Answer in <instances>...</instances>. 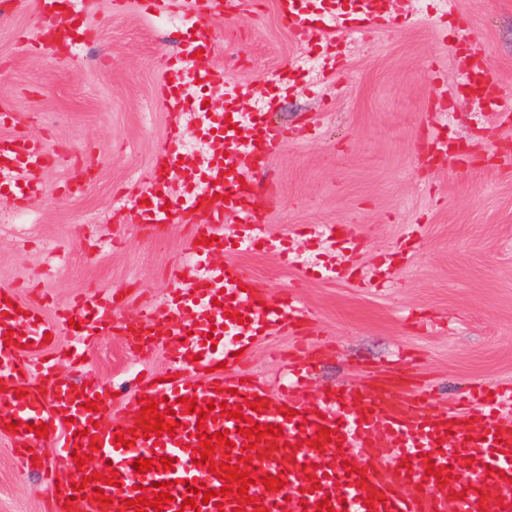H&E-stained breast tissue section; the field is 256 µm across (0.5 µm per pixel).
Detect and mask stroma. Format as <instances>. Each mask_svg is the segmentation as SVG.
<instances>
[{
    "label": "stroma",
    "instance_id": "stroma-1",
    "mask_svg": "<svg viewBox=\"0 0 512 512\" xmlns=\"http://www.w3.org/2000/svg\"><path fill=\"white\" fill-rule=\"evenodd\" d=\"M84 31L52 62L29 42L38 0H15L0 18V107L29 114L27 128L61 158L43 172L42 193L25 206L0 196V286L26 302L65 301L85 291L116 296L118 318L157 308L188 259L189 224L156 229L120 207L146 185L157 156L196 138L189 116L159 99L167 60L190 48L197 27L144 12L137 0H78ZM386 29L344 39L320 82L294 76L306 53L274 0L211 20L213 62L254 91L241 113L263 107L286 132L270 160L272 185L256 221L269 239L288 237L281 263L268 247L228 251L274 302L295 297L305 320L250 350L269 385L288 367L297 340L315 354L311 394L388 378L398 396L421 380L439 408L471 385L512 386V131L499 113L476 112L458 87L460 58L416 14L389 0ZM486 45L492 90L512 97V0H456ZM461 141L467 162H424L433 136ZM354 243L341 252L356 279L324 273V225ZM81 377L123 395L137 374L162 375L161 350L133 356L116 331L85 349ZM40 472L14 465L0 429V512H43Z\"/></svg>",
    "mask_w": 512,
    "mask_h": 512
}]
</instances>
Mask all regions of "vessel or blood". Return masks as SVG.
<instances>
[{
	"label": "vessel or blood",
	"instance_id": "1",
	"mask_svg": "<svg viewBox=\"0 0 512 512\" xmlns=\"http://www.w3.org/2000/svg\"><path fill=\"white\" fill-rule=\"evenodd\" d=\"M62 0H39L42 29L39 40L71 44L78 32L70 30L61 11ZM334 0H320L316 19L306 18L300 0H277V10L287 21L295 40L303 45L317 43L321 34L337 27L331 7ZM250 0H145L146 11L176 14L192 22L220 18L247 11ZM455 51L480 56L482 86L490 88L491 71L486 46L465 21H458ZM233 102L247 96L250 83L229 79L223 71L207 65L186 69L183 64L166 65L160 96L171 110L190 111L188 89L195 83ZM244 123V132L235 123ZM1 124H13L15 132L0 142V187L16 201L36 196L38 172L56 163L43 139L20 127L16 113L0 112ZM200 140L210 143L206 160L186 152L175 153L165 169L155 170L145 190L148 199L140 206L145 224H173L194 217L191 254L204 257L224 250L221 226L236 218L247 227L239 246L262 242L264 233L254 223V213L268 189L265 170L281 148L285 134L268 122L263 113L248 114L246 120L222 112L204 115L195 125ZM231 140L230 153L217 144ZM264 293L256 287L250 271L240 265L216 263L190 285L169 292L162 312H145L135 320H116L111 295L90 292L56 306L47 313L44 305L20 301L12 288L0 287V418L18 423L12 446L18 465L32 469V457L41 455L47 441H54L53 467L44 469L48 485L47 512H139L131 499L139 487L169 482L172 502L161 512H318L320 501H328L335 512H512V418L503 413L512 404V387L496 390L471 389L452 410H436L427 393L410 399L396 398L386 385L373 389L353 386L333 390L331 395L310 397L299 383L310 356L296 347L289 380L280 396L249 367L246 354L262 338L294 327L303 313L296 300L264 306ZM80 330H71V322ZM119 330L131 350L161 349L172 365L174 377L153 382L144 376L128 392L119 411H89L103 388L84 384L62 374L61 362L78 363L75 349L59 348L56 337L69 332L80 342L104 332ZM194 399L195 412H187L183 398ZM263 400L258 410L250 402ZM158 413L174 412L179 423L174 434L143 436L137 426L138 413L149 401ZM226 403L241 409L242 416L218 417L206 424L208 433L226 432L231 445L222 461L238 465L251 458L255 485L244 499L222 498L220 504L186 506L188 488L201 483L205 489L239 490L211 474L209 464L193 461L198 447V408L209 403ZM293 417H286V410ZM280 427L277 437L263 436L249 447L239 434L242 423ZM46 424L47 436H37L34 427ZM330 437L318 435L320 427ZM133 431L134 443H116L117 432ZM319 448H311V440ZM85 447L88 463L76 466L73 452ZM389 465L379 469L377 457ZM152 460V469L139 473L135 459ZM174 459L173 469L163 470L161 460ZM434 473H427V466ZM116 471L117 484H100L99 479ZM445 479H437V472ZM282 480V490H267L265 476ZM83 483L84 497H76L75 483ZM111 497L100 504L96 491Z\"/></svg>",
	"mask_w": 512,
	"mask_h": 512
}]
</instances>
